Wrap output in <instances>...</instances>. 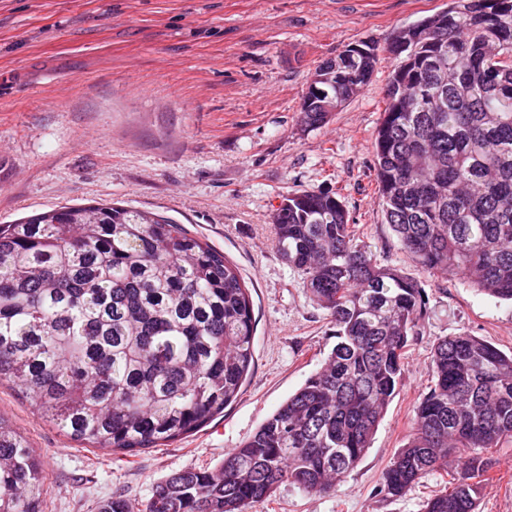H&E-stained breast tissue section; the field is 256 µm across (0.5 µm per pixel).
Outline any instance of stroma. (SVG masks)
<instances>
[{
    "label": "stroma",
    "mask_w": 512,
    "mask_h": 512,
    "mask_svg": "<svg viewBox=\"0 0 512 512\" xmlns=\"http://www.w3.org/2000/svg\"><path fill=\"white\" fill-rule=\"evenodd\" d=\"M448 0H0V224L65 204L122 201L184 225L248 285L255 352L223 416L171 445L117 459L42 420L0 385V417L44 462L43 512H96L118 492L140 507L155 485L212 468L318 370L335 340L324 309L271 245L282 195L340 194L378 262L417 278L426 307L402 383L361 463L331 495L282 483L247 512H422L447 476L402 497L378 491L412 434L439 339L466 331L512 351V303L462 276L430 275L382 218L372 143L399 62L392 31ZM383 51L364 90L322 127L298 121L310 77L348 45ZM479 512H512V441L488 453Z\"/></svg>",
    "instance_id": "obj_1"
}]
</instances>
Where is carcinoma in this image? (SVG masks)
<instances>
[{
    "instance_id": "1",
    "label": "carcinoma",
    "mask_w": 512,
    "mask_h": 512,
    "mask_svg": "<svg viewBox=\"0 0 512 512\" xmlns=\"http://www.w3.org/2000/svg\"><path fill=\"white\" fill-rule=\"evenodd\" d=\"M405 57L373 141L385 223L422 271L512 300V0H449L397 29ZM320 64L301 122L322 126L379 60L362 41ZM272 246L334 328L323 365L213 469L170 474L142 512H245L288 481L326 494L361 462L425 310L419 280L359 246L343 202L287 194ZM249 289L183 225L112 204L61 206L0 225V383L70 440L114 455L188 436L224 413L254 360ZM411 440L383 473L404 495L454 468L423 512H477L489 462L512 439V352L468 332L439 340ZM46 472L0 418V512H41ZM97 512H129L120 495Z\"/></svg>"
}]
</instances>
